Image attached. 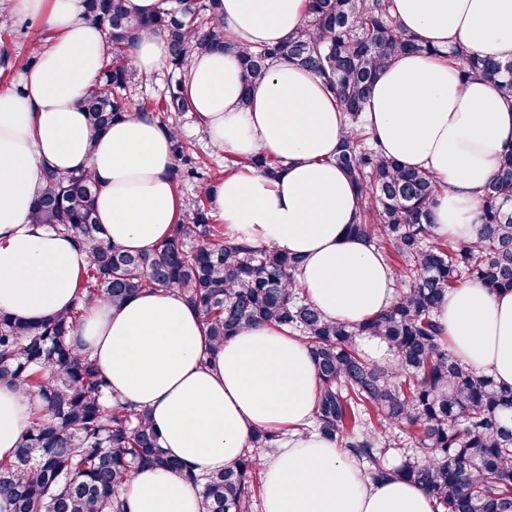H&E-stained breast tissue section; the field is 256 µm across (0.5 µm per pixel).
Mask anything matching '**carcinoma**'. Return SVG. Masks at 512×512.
<instances>
[{
    "instance_id": "cac0c4a2",
    "label": "carcinoma",
    "mask_w": 512,
    "mask_h": 512,
    "mask_svg": "<svg viewBox=\"0 0 512 512\" xmlns=\"http://www.w3.org/2000/svg\"><path fill=\"white\" fill-rule=\"evenodd\" d=\"M391 2L306 0L296 32L251 50L224 34L215 0H177L152 17L127 13L123 0H87L89 19L112 45V64L80 103L98 132L132 111L123 91L134 76L130 47L143 28L163 35L168 64L178 73L192 57L221 50L239 57L249 86L262 81L276 60L325 80L350 126L335 158L360 196L350 232L398 254L400 288L389 309L360 325L328 321L298 283L300 258L216 229L209 207L214 183L188 199L166 241L132 255L103 237L90 173L46 170L33 217L72 235L90 259L64 313L38 324L0 313V381L40 400L16 457L0 460V498L10 512H125L122 490L143 465L200 486L202 512H254L257 454L276 447L280 433L257 432L253 450L235 469L197 476L161 448L146 410L106 404L110 384L72 341L95 304L118 307L151 289L183 296L199 312L214 348L262 323L300 336L320 380L310 429L339 441L372 477L394 473L418 485L440 512H512V386L463 364L442 342L434 320L448 291L470 282L512 291V145L485 186L476 239L458 240L434 232V176L384 155L361 121L374 83L399 53L450 56L462 78L496 84L510 105L512 60L431 47L401 26ZM160 111H191L181 81L171 85ZM173 154L174 178H202L199 158L177 132ZM276 165L264 153L229 160L232 168L251 166L268 175ZM366 335L391 346L394 366L361 353L356 337Z\"/></svg>"
}]
</instances>
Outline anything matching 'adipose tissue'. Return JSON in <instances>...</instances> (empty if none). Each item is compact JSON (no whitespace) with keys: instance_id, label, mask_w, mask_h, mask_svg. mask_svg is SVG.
Wrapping results in <instances>:
<instances>
[{"instance_id":"adipose-tissue-1","label":"adipose tissue","mask_w":512,"mask_h":512,"mask_svg":"<svg viewBox=\"0 0 512 512\" xmlns=\"http://www.w3.org/2000/svg\"><path fill=\"white\" fill-rule=\"evenodd\" d=\"M305 0H219L225 32L261 47L297 28ZM14 13L45 18L52 37L23 76L0 90V312L40 322L72 302L86 250L36 223L32 202L46 168L85 171L97 186L104 237L131 253L171 233L181 202L173 178V130L131 113L103 133L79 102L107 69L111 48L87 18L85 0H14ZM401 25L440 49L455 45L512 60V0H394ZM130 60L144 75L165 67L167 47L146 28ZM200 128L217 149L263 152L274 175L246 167L217 184L225 226L257 246L300 257L298 280L331 321L360 323L396 300V273L369 239L349 234L359 199L334 157L348 134L320 78L284 61L242 105L237 57L211 53L181 73ZM383 151L432 172L445 186L437 234L474 239L483 188L512 145V108L496 86L461 79L448 60L396 57L363 114ZM441 338L467 366L512 385V292L472 283L450 291L435 314ZM121 403L148 409L161 446L199 474L237 467L261 429L281 432L263 452L262 512H434L417 485L373 478L337 441L296 427L312 415L319 379L306 346L280 327L240 330L211 348L198 311L173 291L147 290L123 306L99 304L74 337ZM37 400L0 383V460L14 459ZM128 512H200L198 489L182 476L140 468L127 484Z\"/></svg>"}]
</instances>
